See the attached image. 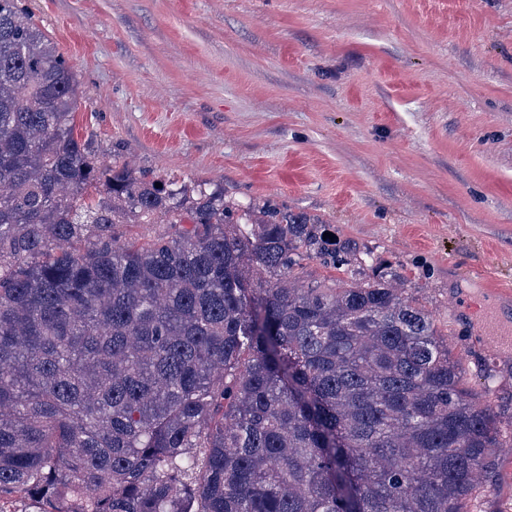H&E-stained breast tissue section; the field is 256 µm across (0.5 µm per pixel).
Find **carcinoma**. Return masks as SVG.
<instances>
[{"instance_id":"carcinoma-1","label":"carcinoma","mask_w":512,"mask_h":512,"mask_svg":"<svg viewBox=\"0 0 512 512\" xmlns=\"http://www.w3.org/2000/svg\"><path fill=\"white\" fill-rule=\"evenodd\" d=\"M78 99L0 0V499L467 512L512 437L404 282L356 277L361 250L314 217L104 161L75 134Z\"/></svg>"}]
</instances>
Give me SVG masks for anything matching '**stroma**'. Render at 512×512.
I'll return each instance as SVG.
<instances>
[{
	"label": "stroma",
	"mask_w": 512,
	"mask_h": 512,
	"mask_svg": "<svg viewBox=\"0 0 512 512\" xmlns=\"http://www.w3.org/2000/svg\"><path fill=\"white\" fill-rule=\"evenodd\" d=\"M79 137L322 219L404 279L512 432V0H21ZM492 380H485L484 372ZM472 512H512V457Z\"/></svg>",
	"instance_id": "stroma-1"
}]
</instances>
